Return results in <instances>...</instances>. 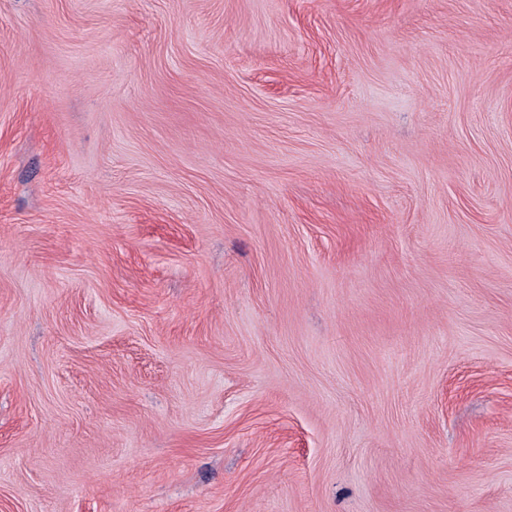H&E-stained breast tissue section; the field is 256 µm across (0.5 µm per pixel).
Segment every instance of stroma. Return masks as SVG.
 <instances>
[{
  "instance_id": "35a3bbf8",
  "label": "stroma",
  "mask_w": 512,
  "mask_h": 512,
  "mask_svg": "<svg viewBox=\"0 0 512 512\" xmlns=\"http://www.w3.org/2000/svg\"><path fill=\"white\" fill-rule=\"evenodd\" d=\"M0 512H512V0H0Z\"/></svg>"
}]
</instances>
